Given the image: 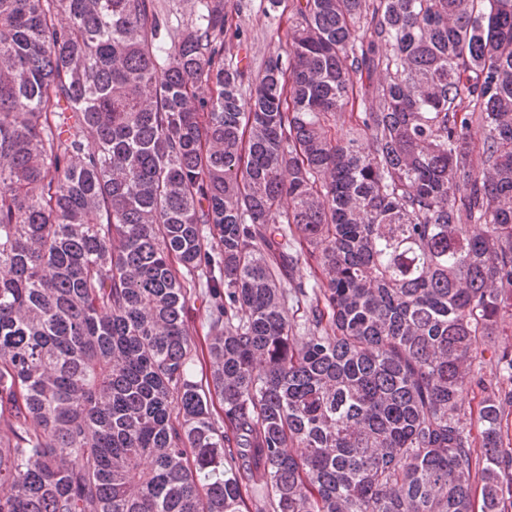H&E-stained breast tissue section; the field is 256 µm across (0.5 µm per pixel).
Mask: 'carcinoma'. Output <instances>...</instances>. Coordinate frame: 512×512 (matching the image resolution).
Returning a JSON list of instances; mask_svg holds the SVG:
<instances>
[{"label": "carcinoma", "instance_id": "obj_1", "mask_svg": "<svg viewBox=\"0 0 512 512\" xmlns=\"http://www.w3.org/2000/svg\"><path fill=\"white\" fill-rule=\"evenodd\" d=\"M229 31L0 0V512H512V0ZM268 1L230 0L228 4V10L232 9L235 19L244 31L240 57H246L255 71L270 55L276 53L279 49L277 38L272 37V35L277 27L278 16L284 4L278 9L277 13H274L276 15L274 17V14L269 10ZM237 15L238 18H236Z\"/></svg>", "mask_w": 512, "mask_h": 512}]
</instances>
